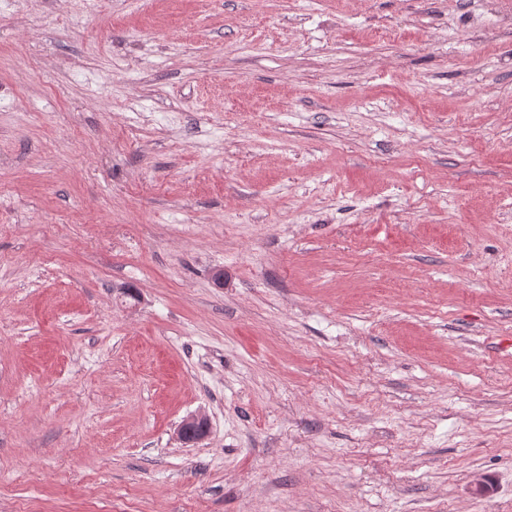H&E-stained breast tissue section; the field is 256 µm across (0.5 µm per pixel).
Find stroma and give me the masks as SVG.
I'll return each mask as SVG.
<instances>
[{
  "instance_id": "obj_1",
  "label": "stroma",
  "mask_w": 512,
  "mask_h": 512,
  "mask_svg": "<svg viewBox=\"0 0 512 512\" xmlns=\"http://www.w3.org/2000/svg\"><path fill=\"white\" fill-rule=\"evenodd\" d=\"M126 503L512 512V0H0V512ZM209 419L204 413H194L182 420L178 426V437L184 444H196L209 433Z\"/></svg>"
}]
</instances>
